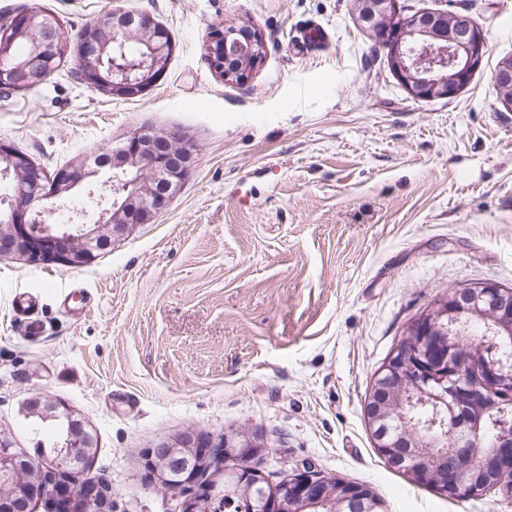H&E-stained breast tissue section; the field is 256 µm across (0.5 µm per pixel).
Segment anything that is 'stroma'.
<instances>
[{"instance_id":"obj_1","label":"stroma","mask_w":512,"mask_h":512,"mask_svg":"<svg viewBox=\"0 0 512 512\" xmlns=\"http://www.w3.org/2000/svg\"><path fill=\"white\" fill-rule=\"evenodd\" d=\"M71 34L118 7L168 32L165 74L132 97L91 90L64 62L0 90V140L47 172L89 165L136 127L180 129L197 164L169 207L81 267L0 257V425L34 435L27 402L74 407L97 439L90 474L112 512H175L145 448L187 429H246L270 482L311 462L368 485L381 512H512V497L451 498L389 468L366 398L409 323L458 288L512 287V110L493 86L512 58V0H399L471 14L489 51L454 97H413L354 0H0ZM248 24L263 57L244 86L206 42ZM327 40H303L310 24ZM30 296V316L12 308Z\"/></svg>"}]
</instances>
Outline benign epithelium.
Segmentation results:
<instances>
[{
	"label": "benign epithelium",
	"mask_w": 512,
	"mask_h": 512,
	"mask_svg": "<svg viewBox=\"0 0 512 512\" xmlns=\"http://www.w3.org/2000/svg\"><path fill=\"white\" fill-rule=\"evenodd\" d=\"M360 21L371 26L390 69L409 93L420 99L450 98L470 80L488 52L475 18L465 13L424 11L410 18L400 14L398 0H358ZM12 28L28 37L22 56L0 52V78L30 88L46 82L54 70L45 54L56 42L52 17L31 9L16 17ZM137 34L148 52L132 65L112 58L107 68L104 45L123 48ZM261 37L253 28L226 25L211 33L210 64L226 84L242 85L259 63ZM171 42L149 14L112 8L89 25V35L76 47L86 66L78 76L89 88L132 96L146 91L165 72ZM500 102L512 109V59L493 75ZM196 151L178 130L140 127L113 141L95 160V169L62 168L47 173L28 154L0 141V255L33 265L50 262L79 267L109 248L138 224H150L174 199L192 173ZM102 175L112 191V205L93 222L74 214L66 224L52 223L58 210L70 207L88 176ZM469 331L486 356H465L459 325ZM433 409V415L407 436L408 418L400 401ZM44 420L67 422V437L57 464L35 470L14 450L10 433L0 427V484L11 494L0 498V512H88L94 504L112 512L108 485L92 478L76 480L94 452L84 419L74 410L39 394L28 401ZM512 408V288L494 283L454 290L438 299L407 328L377 373L365 410L375 448L387 465L441 494L466 498L484 490L495 477L512 473V426L488 433L481 414ZM268 453L267 442L241 434L215 444L193 430L146 450L144 465L153 478H176L181 496L178 512H201L217 495V476L224 459L239 457L234 475L252 484L262 470L253 461ZM262 512H376L371 490L332 481L305 464L279 489L262 491Z\"/></svg>",
	"instance_id": "7a95c632"
}]
</instances>
